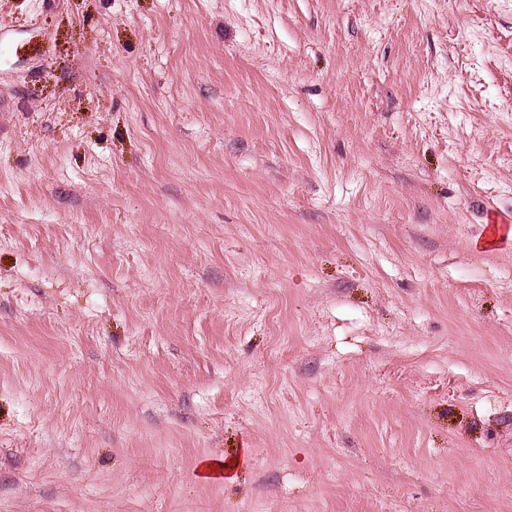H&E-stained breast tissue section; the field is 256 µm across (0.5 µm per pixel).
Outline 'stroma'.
<instances>
[{"mask_svg": "<svg viewBox=\"0 0 512 512\" xmlns=\"http://www.w3.org/2000/svg\"><path fill=\"white\" fill-rule=\"evenodd\" d=\"M0 45V512H512V0Z\"/></svg>", "mask_w": 512, "mask_h": 512, "instance_id": "1", "label": "stroma"}]
</instances>
